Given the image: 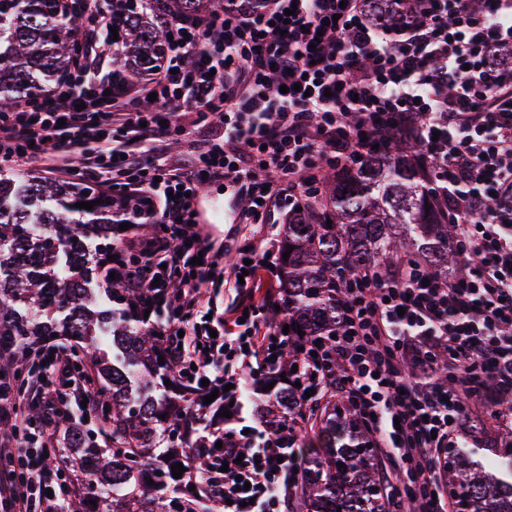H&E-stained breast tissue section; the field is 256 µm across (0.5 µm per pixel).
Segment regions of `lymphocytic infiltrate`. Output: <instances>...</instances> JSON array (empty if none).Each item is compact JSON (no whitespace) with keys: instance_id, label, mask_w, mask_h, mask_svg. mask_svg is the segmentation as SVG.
<instances>
[{"instance_id":"1","label":"lymphocytic infiltrate","mask_w":512,"mask_h":512,"mask_svg":"<svg viewBox=\"0 0 512 512\" xmlns=\"http://www.w3.org/2000/svg\"><path fill=\"white\" fill-rule=\"evenodd\" d=\"M81 24L73 66L50 95L0 113V163L35 164L95 180L138 201L132 224L159 225L136 249L124 285L145 289L166 351L195 390L227 383L234 424L205 449L193 478L219 512H287L302 462L286 421L245 416V388L297 352L301 405L335 397L373 436L408 512H448L439 475L446 449L487 391L512 396V0H418L393 28L369 18L365 0H261L172 21L164 64L129 87L86 71L112 25V0H68ZM293 15H286V8ZM151 98L150 108L137 104ZM122 129L134 148L115 143ZM401 136L420 147L434 201L455 226L466 277L416 257L357 272L336 304V334L287 336L265 318L280 202L316 197L324 168L347 167L369 147ZM182 137L187 161L167 143ZM96 150L81 151V144ZM235 188L243 233L234 262L201 237L196 200L206 184ZM199 266H192L194 257ZM233 288L214 331L191 321L207 288ZM48 396L27 414L13 374L0 376V512H70L69 491L48 458L68 405Z\"/></svg>"}]
</instances>
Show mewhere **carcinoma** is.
<instances>
[{
	"label": "carcinoma",
	"mask_w": 512,
	"mask_h": 512,
	"mask_svg": "<svg viewBox=\"0 0 512 512\" xmlns=\"http://www.w3.org/2000/svg\"><path fill=\"white\" fill-rule=\"evenodd\" d=\"M227 0H112V80L135 84L161 66L167 23ZM384 23L414 0H368ZM76 26L64 0H0V112L40 96L65 70ZM394 138L356 164L326 172L325 211L288 216L280 261L281 314L292 335L336 331V301L363 269L418 255L439 270L466 264L453 243L454 225L434 204L427 172ZM101 201L92 210L82 201ZM132 204L90 185L0 177V371H21L34 342L67 336L72 352L99 386L102 430L70 427L63 443L74 460L78 512L108 497L110 512H198L203 490L191 470L202 465L218 427L211 405L182 386L164 337L145 324L139 304L101 262L112 255V233ZM332 224H327V221ZM164 364H159V357ZM169 380L172 386L164 384ZM298 406L286 386L260 405L284 417ZM172 458H167V455ZM297 495L304 512H383L370 432L351 410L331 412L302 448ZM189 461L178 479L171 466ZM448 487L453 512H512V448H450ZM154 484H149V481Z\"/></svg>",
	"instance_id": "cac0c4a2"
}]
</instances>
